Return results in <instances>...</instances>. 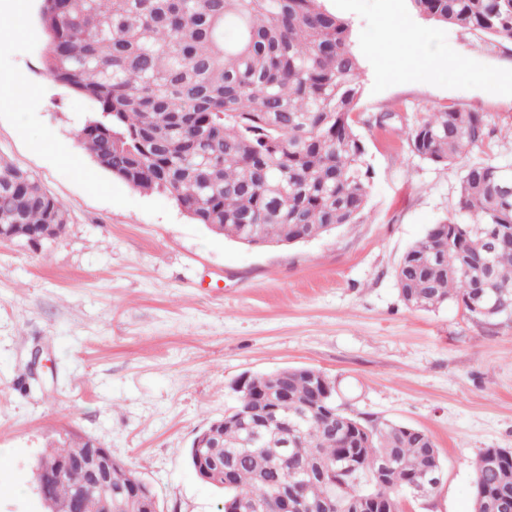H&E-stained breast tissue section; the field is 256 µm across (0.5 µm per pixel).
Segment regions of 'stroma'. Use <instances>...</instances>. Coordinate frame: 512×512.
<instances>
[{
    "label": "stroma",
    "mask_w": 512,
    "mask_h": 512,
    "mask_svg": "<svg viewBox=\"0 0 512 512\" xmlns=\"http://www.w3.org/2000/svg\"><path fill=\"white\" fill-rule=\"evenodd\" d=\"M351 22L365 69L353 111L371 167L364 220L290 244L254 247L193 222L168 196L138 191L76 148L90 104L48 77L40 0L0 40V158L64 201L70 222L39 248L0 242V512H42L36 465L47 448L89 437L156 492L161 512H218L221 490L189 461L195 435L223 417L242 377L312 367L335 378L345 412L431 436L443 483L401 512H473V463L512 448V322L456 303L407 308L395 271L428 228L454 217L463 161L430 163L402 131L433 107L485 116V159L512 160V44L428 23L409 0H324ZM418 30L436 68L381 72L370 48L382 16ZM402 108L393 128L368 116Z\"/></svg>",
    "instance_id": "obj_1"
}]
</instances>
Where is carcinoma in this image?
I'll list each match as a JSON object with an SVG mask.
<instances>
[{
  "label": "carcinoma",
  "instance_id": "1",
  "mask_svg": "<svg viewBox=\"0 0 512 512\" xmlns=\"http://www.w3.org/2000/svg\"><path fill=\"white\" fill-rule=\"evenodd\" d=\"M419 16L512 43V0H409ZM49 77L86 99L95 115L77 131L98 167L132 188L170 197L198 224L242 244L294 243L363 221L370 164L351 114L363 91L352 25L322 0H40ZM408 146L432 163L463 159L484 146V117L454 106L435 109L404 131ZM509 162L469 164L458 216L438 222L396 269L404 304L435 310L454 300L471 316L483 300L477 282L484 246L501 313H512V170ZM65 204L25 170L0 160V235L37 248L69 223ZM483 293L491 292L485 288ZM324 372L286 368L236 390L229 415L206 430L204 453L230 474L214 478L223 503L259 499L280 485L313 477L307 499L336 496L344 485L399 512V497L441 465L431 437L408 425L368 421L321 400ZM288 393L276 420L250 443L260 400ZM91 438L58 442L38 468L53 480V512H72L90 483ZM350 456L332 478L318 466ZM393 461V478L378 468ZM134 472L114 462L112 512H130ZM473 512H501L512 500V448H485L474 469Z\"/></svg>",
  "mask_w": 512,
  "mask_h": 512
}]
</instances>
